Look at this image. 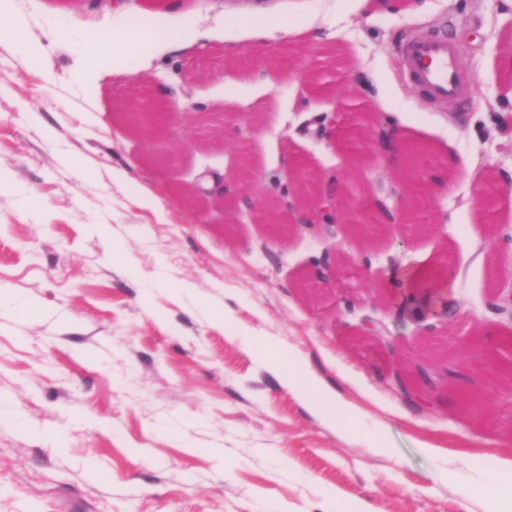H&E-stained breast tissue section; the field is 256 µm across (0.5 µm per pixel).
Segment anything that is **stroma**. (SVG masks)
<instances>
[{
  "label": "stroma",
  "instance_id": "obj_1",
  "mask_svg": "<svg viewBox=\"0 0 512 512\" xmlns=\"http://www.w3.org/2000/svg\"><path fill=\"white\" fill-rule=\"evenodd\" d=\"M140 12L184 27L182 43L90 87L69 36H46L52 20L94 29ZM14 13L41 52L29 62L0 40V169L15 182L0 190V512H497L479 482L512 459V373L489 363L512 361V315L494 309L512 287V185L494 223L475 212L489 180L512 178V0H14ZM258 13L328 38L255 42L234 22ZM436 32L461 49L465 108L405 75L404 43ZM142 91L223 114V137L182 116L133 133L125 106ZM349 100L425 146L432 225L345 244L374 260L332 298L315 275L327 241L238 221L205 171L265 202L299 158L306 176L337 177L346 214L395 206L405 181L374 133L355 151L319 134ZM417 252L454 272L457 317L430 342L372 289ZM366 314L382 344L361 337ZM256 336L298 356L353 423L311 409ZM441 348L473 381L468 403L454 387L429 407L389 387Z\"/></svg>",
  "mask_w": 512,
  "mask_h": 512
}]
</instances>
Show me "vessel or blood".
<instances>
[{"instance_id": "1", "label": "vessel or blood", "mask_w": 512, "mask_h": 512, "mask_svg": "<svg viewBox=\"0 0 512 512\" xmlns=\"http://www.w3.org/2000/svg\"><path fill=\"white\" fill-rule=\"evenodd\" d=\"M414 85L440 102H461L468 94L456 45L444 36L417 37L404 49Z\"/></svg>"}]
</instances>
